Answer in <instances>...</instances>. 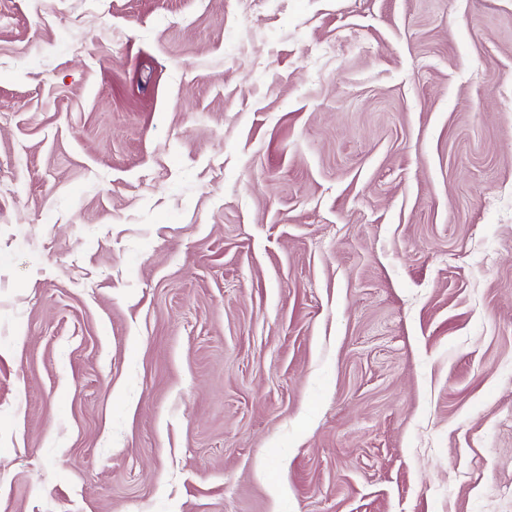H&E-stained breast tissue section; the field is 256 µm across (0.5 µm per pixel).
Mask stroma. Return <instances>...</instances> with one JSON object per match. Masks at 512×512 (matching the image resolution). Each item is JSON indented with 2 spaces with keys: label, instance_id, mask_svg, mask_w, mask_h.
Listing matches in <instances>:
<instances>
[{
  "label": "stroma",
  "instance_id": "1",
  "mask_svg": "<svg viewBox=\"0 0 512 512\" xmlns=\"http://www.w3.org/2000/svg\"><path fill=\"white\" fill-rule=\"evenodd\" d=\"M0 512H512V0H0Z\"/></svg>",
  "mask_w": 512,
  "mask_h": 512
}]
</instances>
